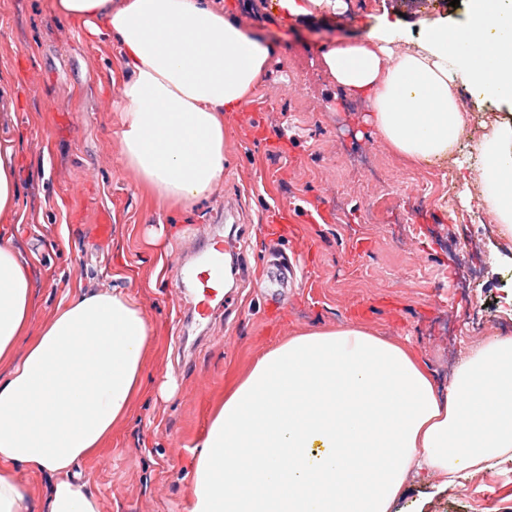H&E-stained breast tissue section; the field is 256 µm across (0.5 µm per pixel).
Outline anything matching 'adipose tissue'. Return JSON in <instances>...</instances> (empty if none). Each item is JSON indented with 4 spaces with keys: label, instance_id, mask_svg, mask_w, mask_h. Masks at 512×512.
<instances>
[{
    "label": "adipose tissue",
    "instance_id": "obj_1",
    "mask_svg": "<svg viewBox=\"0 0 512 512\" xmlns=\"http://www.w3.org/2000/svg\"><path fill=\"white\" fill-rule=\"evenodd\" d=\"M92 42L121 50V165L159 207L186 212L224 180V115L251 101L274 51L218 0H50ZM385 24L321 53L338 88L410 163L447 157L468 114L458 86L512 105V0H469L404 50ZM20 142L0 143V512H27L16 472L45 486L43 512H100L78 466L112 438L145 382L153 327L118 288L66 293L39 330L29 264L9 233ZM484 200L512 235V123L475 146ZM512 459V339L489 338L446 386L404 343L361 323L269 348L212 414L192 460L189 512H391L409 479L447 489Z\"/></svg>",
    "mask_w": 512,
    "mask_h": 512
}]
</instances>
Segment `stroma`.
<instances>
[{
	"mask_svg": "<svg viewBox=\"0 0 512 512\" xmlns=\"http://www.w3.org/2000/svg\"><path fill=\"white\" fill-rule=\"evenodd\" d=\"M276 52L245 111L227 115L230 163L212 196L187 214L158 209L118 159L115 43L92 44L48 0H0V142L23 140L21 207L10 227L32 262L34 323L67 289L122 288L156 331L151 386L112 442L79 468L100 512H184L192 450L224 389L292 333L352 321L408 343L439 381L464 351L457 333L480 299L472 342L512 321V249L501 235L454 246L457 227L490 221L481 184L449 187L450 166L475 164V141L512 106L461 88L471 114L448 158L409 165L373 135L366 103L336 89L324 46L389 23L414 47L422 21L455 25L466 7L345 0L336 13L292 20L277 0H223ZM109 222L111 234L98 226ZM222 246L231 284L192 313L199 291L175 264ZM295 262L288 292L257 276L272 254ZM393 512H512V461L438 492L407 483Z\"/></svg>",
	"mask_w": 512,
	"mask_h": 512,
	"instance_id": "1",
	"label": "stroma"
}]
</instances>
